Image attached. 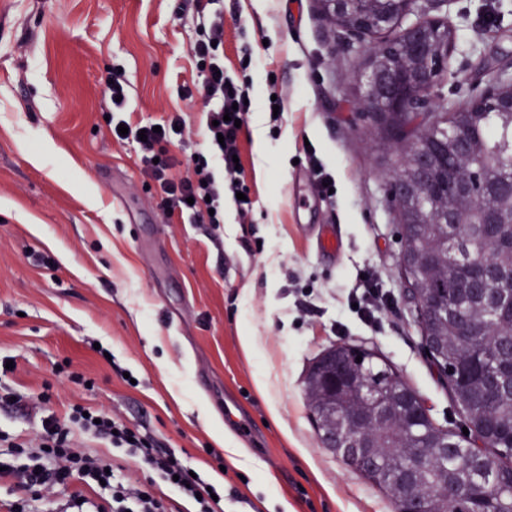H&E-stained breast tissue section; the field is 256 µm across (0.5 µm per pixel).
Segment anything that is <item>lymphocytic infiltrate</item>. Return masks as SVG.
<instances>
[{
	"label": "lymphocytic infiltrate",
	"instance_id": "lymphocytic-infiltrate-1",
	"mask_svg": "<svg viewBox=\"0 0 512 512\" xmlns=\"http://www.w3.org/2000/svg\"><path fill=\"white\" fill-rule=\"evenodd\" d=\"M212 0H180V8L194 6L201 15L200 37L192 53L202 72L201 94L208 125L204 142L195 158L187 163L188 172L174 178L178 161L171 147L184 137V118L172 113L160 124V132H148L141 143V164L153 181L165 205L180 214L189 215L199 224H220L224 221L225 192L244 193L248 187L243 170L237 169L233 157L240 152L243 129L236 120L246 119L251 99L249 79L236 80L224 72V13L209 11ZM221 163L223 180H216L213 165ZM348 303L354 304L359 319L367 325L377 322L390 304L389 296L378 288L374 279L362 278L349 293ZM83 433L107 440L112 447L123 449L129 457L143 462L166 484L196 503V512H220L219 503L208 490L207 482L192 477L182 461L172 452L159 450L150 434L123 421L114 419L103 409L73 406L65 420L44 418L37 437L17 442L0 435V479H9L24 489L34 491L66 486L72 476H80L87 485L106 484L112 491L109 500L96 502L80 494L67 501L69 512H168L166 500L152 484L131 485L110 473L108 460L88 454L75 444L76 434ZM27 455L29 467L20 468L13 460Z\"/></svg>",
	"mask_w": 512,
	"mask_h": 512
}]
</instances>
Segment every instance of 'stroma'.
Returning <instances> with one entry per match:
<instances>
[{"instance_id":"stroma-1","label":"stroma","mask_w":512,"mask_h":512,"mask_svg":"<svg viewBox=\"0 0 512 512\" xmlns=\"http://www.w3.org/2000/svg\"><path fill=\"white\" fill-rule=\"evenodd\" d=\"M219 7L226 72L238 76L250 49L255 97L266 98L274 75L283 112L278 132L241 142L248 219L228 200L223 223L196 224L165 215L138 144L113 139L102 85L107 69L124 70L132 125L184 114L190 136L173 152L185 175L206 119L200 96L178 93L201 81L194 10L176 13L175 0H0V386L52 393L33 408H0V432L27 437L42 416L81 403L174 451L223 493L224 512H393L383 489L320 447L305 391L325 349L360 346L397 372L436 426L459 436L465 425L403 292L394 156L359 116L363 55L316 0ZM448 18L456 51L436 92L447 103L512 66V0H450ZM308 144L336 195L308 187L303 226L293 196ZM319 224L338 226L339 259L318 254ZM361 274L392 299L373 329L346 304ZM80 443L127 482L150 476L105 441Z\"/></svg>"}]
</instances>
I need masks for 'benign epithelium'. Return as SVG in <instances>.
Listing matches in <instances>:
<instances>
[{"mask_svg":"<svg viewBox=\"0 0 512 512\" xmlns=\"http://www.w3.org/2000/svg\"><path fill=\"white\" fill-rule=\"evenodd\" d=\"M450 0H317L321 13L329 19L344 39L363 48L365 61L356 74L361 115L380 112L391 114L393 122L409 133L416 125L430 129L434 114L447 111L437 101L436 87L448 74V61L455 51L454 32L448 21ZM400 26L403 36L398 40L379 38L383 32ZM466 106L479 112H490L503 129L504 146L499 157L512 158V73L501 70L490 75L483 90L467 100ZM448 137L445 170L448 181L455 185L448 198L449 224H511L512 181L501 184L486 196L479 219H471L473 197L471 188L460 182V176L470 170L475 161L483 160L490 152L489 142L482 137H465L453 125H441ZM409 176L391 186L394 213L399 224L432 223L430 174L434 157L409 148L402 150L397 140L390 141ZM416 322L420 327L424 348L429 353L438 349L436 340L427 336L435 315L432 299L412 300ZM341 346L325 350L315 362L318 376L341 386L351 381L352 366L339 360ZM414 402L415 424L430 421L426 406L405 387L377 391L365 389L362 408L347 413L333 402L312 413L314 424L331 422L328 431L317 430L321 447L335 454L343 453L357 460L386 457L391 469L389 481L410 492L424 483L431 465L406 460L405 448H384L374 425L392 423L400 407Z\"/></svg>","mask_w":512,"mask_h":512,"instance_id":"7a95c632","label":"benign epithelium"}]
</instances>
